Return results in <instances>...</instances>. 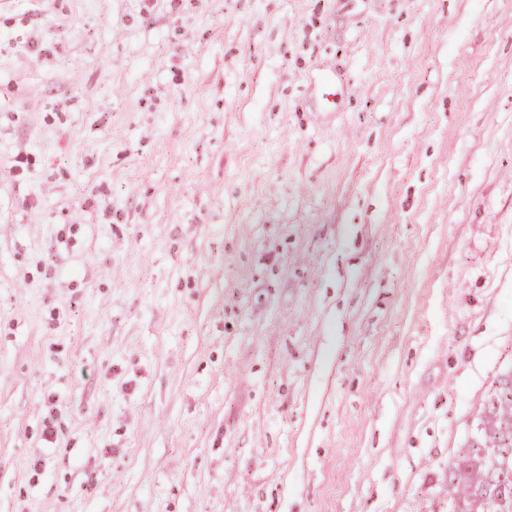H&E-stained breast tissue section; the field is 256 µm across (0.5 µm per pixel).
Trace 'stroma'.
Returning <instances> with one entry per match:
<instances>
[{"label": "stroma", "instance_id": "1", "mask_svg": "<svg viewBox=\"0 0 512 512\" xmlns=\"http://www.w3.org/2000/svg\"><path fill=\"white\" fill-rule=\"evenodd\" d=\"M510 371L512 0H0V512H447ZM320 104L325 112L336 111V105L343 95V89L336 84L330 75H322L320 79Z\"/></svg>", "mask_w": 512, "mask_h": 512}]
</instances>
